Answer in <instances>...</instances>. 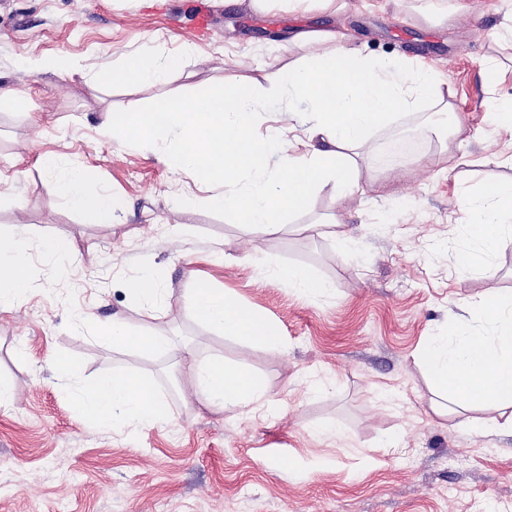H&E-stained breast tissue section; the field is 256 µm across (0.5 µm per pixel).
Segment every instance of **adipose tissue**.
Listing matches in <instances>:
<instances>
[{
    "label": "adipose tissue",
    "instance_id": "obj_1",
    "mask_svg": "<svg viewBox=\"0 0 512 512\" xmlns=\"http://www.w3.org/2000/svg\"><path fill=\"white\" fill-rule=\"evenodd\" d=\"M296 38L328 43L332 50L302 58L272 73L270 81L278 101L302 104V121L310 136L320 138V145L299 146L277 127L256 135L265 104L247 84L198 97L162 98L146 111L111 112L104 127L123 143L175 139L176 148L168 156L174 170L223 186V193L211 198L215 208L231 212L254 230L270 232L287 215L304 211L318 186L330 184L342 196L351 195L358 185L359 162L373 151L375 132L391 125L399 113L424 105L437 109V116L421 126L428 133L434 131L438 116L453 110L444 96L445 81L429 62L368 56L329 31H302ZM181 60L178 53L137 52L121 70H99L95 82H159L179 68ZM40 164L57 174L58 193L69 207L94 223H111L117 209L111 193L95 188L84 172L61 173L58 156L42 157ZM459 204L465 214L461 233L468 243L459 262L466 269L488 266L502 240L512 237V182L487 183L475 195L461 192ZM28 249L23 230L9 235L6 255L0 258L1 312L19 304L28 290ZM125 293L149 319L163 317L166 290L153 271L127 279ZM191 298L196 316L224 336L274 355L284 353L278 327L256 309L203 283L195 284ZM480 309L487 329L451 324L419 354L434 388L431 408L438 416L512 407V296L484 299ZM104 333L114 347L154 356L168 354L175 346L173 337L148 327L133 329L117 316ZM56 369L76 380L79 408L89 420L147 428L169 418L166 401L149 376L115 371L83 382L80 365L65 356L58 358ZM183 369L194 395L222 410L244 413L266 396L261 380L242 363L214 356L186 361Z\"/></svg>",
    "mask_w": 512,
    "mask_h": 512
}]
</instances>
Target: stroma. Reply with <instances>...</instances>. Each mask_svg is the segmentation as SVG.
<instances>
[{
  "instance_id": "1",
  "label": "stroma",
  "mask_w": 512,
  "mask_h": 512,
  "mask_svg": "<svg viewBox=\"0 0 512 512\" xmlns=\"http://www.w3.org/2000/svg\"><path fill=\"white\" fill-rule=\"evenodd\" d=\"M343 17L310 4L208 0L207 30L184 0H7L0 5V233L24 227L29 291L0 312V380L14 395L0 408V512H512V431L465 426L431 409L417 361L427 339L465 320L484 326L476 305L512 293V240L491 270L463 271L458 256L459 188L512 180V137L487 114L484 58L500 60L498 96L512 97V45L491 37L511 5L467 0L469 14L424 19L420 0H346ZM349 36L363 53L417 55L448 83L463 132L420 135L414 112L376 135L377 150L417 140L418 157L374 159L359 188L341 197L315 191L307 208L276 231H252L212 207L214 190L172 171L173 143L126 146L105 135L107 111L149 107L162 96H196L251 85L274 91V71L323 48L294 41L303 30ZM192 56L161 83L93 82L144 48ZM32 58H63L70 69L30 73ZM23 91L16 105L11 90ZM85 171L121 201L111 223L91 224L58 196L41 156ZM341 222L352 238L299 233ZM73 252L45 261L43 238ZM303 266L328 283L314 301L267 281L271 265ZM153 268L166 316L146 322L124 292ZM224 290L281 331L284 356L214 332L194 314L195 283ZM175 336L177 349L151 357L113 348L101 327L112 316ZM223 356L263 381L268 405L236 414L191 397L179 362ZM76 360L84 378L115 370L153 378L168 420L136 429L85 419L75 384L54 367Z\"/></svg>"
}]
</instances>
